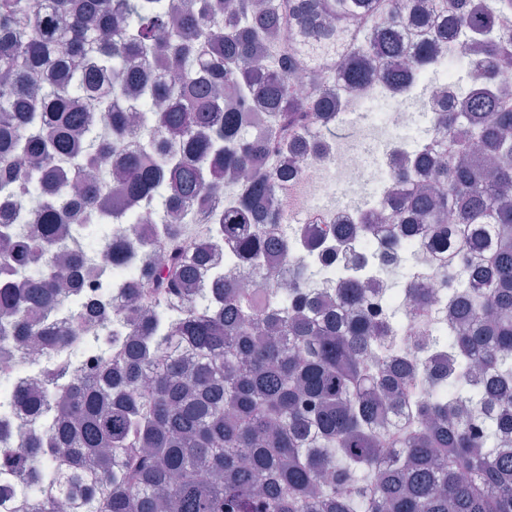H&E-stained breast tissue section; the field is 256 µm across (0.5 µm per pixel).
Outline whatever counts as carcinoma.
<instances>
[{
	"instance_id": "1",
	"label": "carcinoma",
	"mask_w": 512,
	"mask_h": 512,
	"mask_svg": "<svg viewBox=\"0 0 512 512\" xmlns=\"http://www.w3.org/2000/svg\"><path fill=\"white\" fill-rule=\"evenodd\" d=\"M510 18L512 0H0V350L38 337L58 388L0 395V412L54 413L52 435L0 449V475L18 474L0 512H512V87L472 91L512 73ZM270 43L288 67L254 64ZM457 47L477 76L457 80L461 110L437 113L447 144L393 157L415 190L379 216L356 199V221L305 244L317 262L286 289L248 291L207 264L190 224L254 268L296 249L261 226L278 221L268 201L288 159L311 149L304 129L375 77L403 92L404 61ZM321 68L336 82L298 88ZM133 118L144 146L113 168ZM242 172L237 201L211 209ZM374 219L396 229L382 261L400 302L360 314L364 279L321 273L370 265L344 238ZM131 221L151 240L112 241L130 284L86 228L110 238ZM409 231L462 261L445 297L390 279ZM81 273L141 318L83 303ZM426 316L439 323L417 348L447 364L421 354L405 384L384 360H402L407 323Z\"/></svg>"
}]
</instances>
